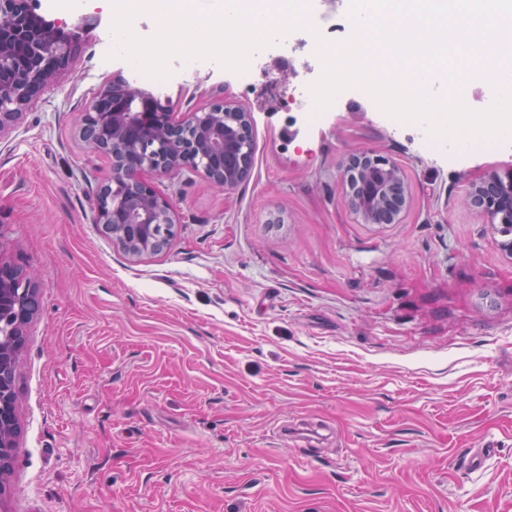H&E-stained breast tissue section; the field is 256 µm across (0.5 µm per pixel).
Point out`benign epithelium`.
<instances>
[{
    "mask_svg": "<svg viewBox=\"0 0 512 512\" xmlns=\"http://www.w3.org/2000/svg\"><path fill=\"white\" fill-rule=\"evenodd\" d=\"M90 26L87 18L70 28L45 25L29 14L25 0H0V140L13 132L48 87L72 72L76 45ZM250 126V113L235 104L178 113L128 82L105 84L78 120L86 150L112 159L110 180L100 190L97 223L133 260L163 250L168 239L145 240L142 234L149 224H174V207L140 172L167 175L192 168L214 187L231 191L250 171L252 152H241L240 143ZM143 128L155 132L162 152L154 161L134 163L135 133ZM341 179L352 208L365 223H398L408 196L394 162L372 151L352 154L342 164ZM467 204L486 216L512 254V227L496 223L499 217L512 216V176L487 174L471 185ZM20 283L36 295L30 272L0 261V298L10 297ZM18 355L12 343L0 341V496L5 493L1 477L11 468L19 430L14 396L5 388L15 375Z\"/></svg>",
    "mask_w": 512,
    "mask_h": 512,
    "instance_id": "7a95c632",
    "label": "benign epithelium"
}]
</instances>
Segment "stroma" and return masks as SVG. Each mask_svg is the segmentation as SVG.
Listing matches in <instances>:
<instances>
[{
    "instance_id": "35a3bbf8",
    "label": "stroma",
    "mask_w": 512,
    "mask_h": 512,
    "mask_svg": "<svg viewBox=\"0 0 512 512\" xmlns=\"http://www.w3.org/2000/svg\"><path fill=\"white\" fill-rule=\"evenodd\" d=\"M111 11L0 141V261L37 274L0 512H512V255L462 198L512 142L426 149L351 89L310 123L300 68L158 83L107 59ZM120 77L192 112H250L234 190L147 173L176 222L130 260L95 222L108 158L77 121ZM373 150L403 170L399 223L340 185Z\"/></svg>"
}]
</instances>
